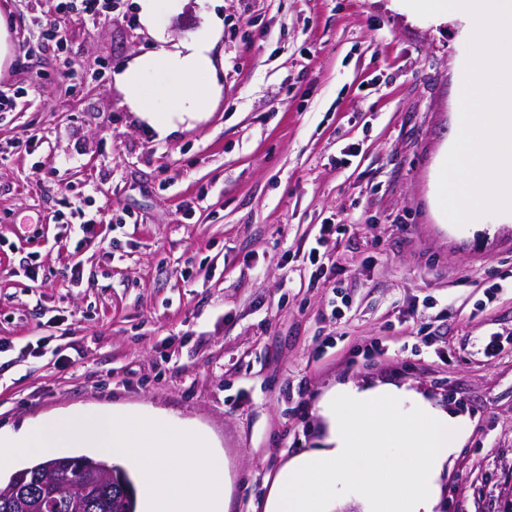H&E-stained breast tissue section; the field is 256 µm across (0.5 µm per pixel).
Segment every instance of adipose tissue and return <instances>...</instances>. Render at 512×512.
I'll list each match as a JSON object with an SVG mask.
<instances>
[{
    "mask_svg": "<svg viewBox=\"0 0 512 512\" xmlns=\"http://www.w3.org/2000/svg\"><path fill=\"white\" fill-rule=\"evenodd\" d=\"M210 36L142 54L119 74L125 104L165 136L177 124L210 112L220 88ZM325 445L278 474L266 512H328L336 496H363L370 512H433L438 477L465 419L437 409L404 388L347 386L321 403Z\"/></svg>",
    "mask_w": 512,
    "mask_h": 512,
    "instance_id": "adipose-tissue-1",
    "label": "adipose tissue"
}]
</instances>
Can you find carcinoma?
Returning <instances> with one entry per match:
<instances>
[{"label": "carcinoma", "mask_w": 512, "mask_h": 512, "mask_svg": "<svg viewBox=\"0 0 512 512\" xmlns=\"http://www.w3.org/2000/svg\"><path fill=\"white\" fill-rule=\"evenodd\" d=\"M52 465L62 470L67 481L87 489L77 499L58 496V512H137V491L130 474L88 455L32 462L14 471L0 481V512H39L41 501L55 495V488L43 483L44 471Z\"/></svg>", "instance_id": "obj_1"}]
</instances>
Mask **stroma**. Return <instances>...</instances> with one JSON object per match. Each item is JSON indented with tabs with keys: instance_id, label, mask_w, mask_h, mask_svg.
Instances as JSON below:
<instances>
[{
	"instance_id": "1",
	"label": "stroma",
	"mask_w": 512,
	"mask_h": 512,
	"mask_svg": "<svg viewBox=\"0 0 512 512\" xmlns=\"http://www.w3.org/2000/svg\"><path fill=\"white\" fill-rule=\"evenodd\" d=\"M108 2L92 26L60 0H0V432L161 410L214 439L228 512H264L322 447L327 392L393 385L469 423L435 512H512V223L452 231L432 204L473 23L223 0L221 95L161 139L115 80L160 43L138 0ZM210 11L183 0L160 25L175 44Z\"/></svg>"
}]
</instances>
